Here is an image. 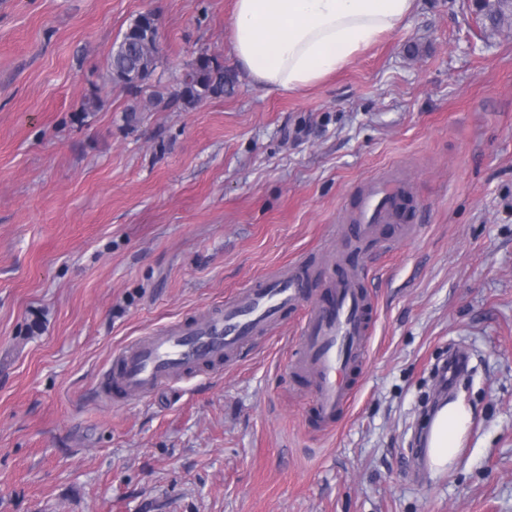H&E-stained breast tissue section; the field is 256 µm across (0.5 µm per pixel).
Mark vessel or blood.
Segmentation results:
<instances>
[{"label": "vessel or blood", "mask_w": 512, "mask_h": 512, "mask_svg": "<svg viewBox=\"0 0 512 512\" xmlns=\"http://www.w3.org/2000/svg\"><path fill=\"white\" fill-rule=\"evenodd\" d=\"M406 193L399 184L371 183L357 215L344 225V236L362 242L386 225L409 231ZM308 295L302 263L268 272L205 319L171 324L122 350L107 388L116 397L147 396L172 378L233 359L244 345L265 335L287 309L306 300L310 306L299 324L301 348L293 370L311 381L319 421L332 426L352 398L351 374L368 339L372 303L363 271L353 264L331 284L326 296L312 301Z\"/></svg>", "instance_id": "1"}]
</instances>
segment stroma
<instances>
[{"label":"stroma","instance_id":"35a3bbf8","mask_svg":"<svg viewBox=\"0 0 512 512\" xmlns=\"http://www.w3.org/2000/svg\"><path fill=\"white\" fill-rule=\"evenodd\" d=\"M233 8L0 0V512H512V35L417 0L336 75L270 93ZM147 11L161 64L134 96L108 58ZM201 51L231 90L126 116ZM376 181L407 188L416 230L347 248ZM297 259L315 298L359 264L375 305L333 427L290 373L302 306L233 365L101 397L116 353ZM452 347L469 367L446 393ZM426 397L474 411L440 472Z\"/></svg>","mask_w":512,"mask_h":512}]
</instances>
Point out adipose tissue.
<instances>
[{"label": "adipose tissue", "mask_w": 512, "mask_h": 512, "mask_svg": "<svg viewBox=\"0 0 512 512\" xmlns=\"http://www.w3.org/2000/svg\"><path fill=\"white\" fill-rule=\"evenodd\" d=\"M416 0H234L231 41L245 74L270 92L320 84L379 38L406 25ZM472 422L462 401L444 404L428 437L432 470L451 464Z\"/></svg>", "instance_id": "1"}]
</instances>
